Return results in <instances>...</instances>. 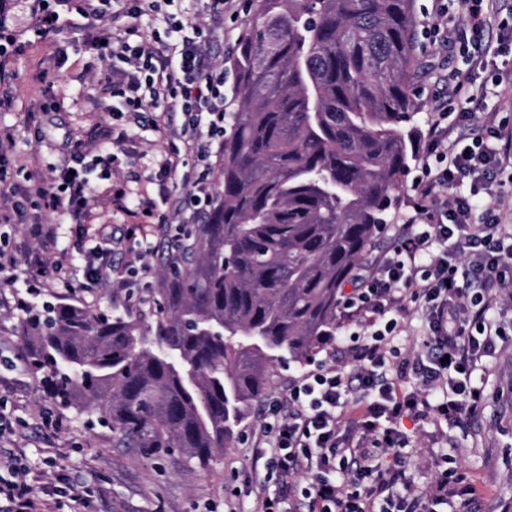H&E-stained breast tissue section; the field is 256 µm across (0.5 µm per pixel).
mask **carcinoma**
<instances>
[{"label": "carcinoma", "mask_w": 512, "mask_h": 512, "mask_svg": "<svg viewBox=\"0 0 512 512\" xmlns=\"http://www.w3.org/2000/svg\"><path fill=\"white\" fill-rule=\"evenodd\" d=\"M415 0H256L235 51L241 96L195 242L165 266L154 325L79 303L16 327L48 398L112 445L209 467L282 356L336 335L342 289L417 157Z\"/></svg>", "instance_id": "carcinoma-1"}]
</instances>
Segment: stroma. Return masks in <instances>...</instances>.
<instances>
[{
	"label": "stroma",
	"instance_id": "stroma-1",
	"mask_svg": "<svg viewBox=\"0 0 512 512\" xmlns=\"http://www.w3.org/2000/svg\"><path fill=\"white\" fill-rule=\"evenodd\" d=\"M431 7L432 0H416L421 65L413 81V101L422 127L455 99L448 73L466 65L456 48L435 42L428 15ZM254 10L253 0H240L237 16L224 18L228 36L216 41L224 61V96L233 112L241 109L234 72L235 33L247 31ZM33 26L29 16L17 20L14 105L0 110V129H10L13 135L8 158L15 176L46 180L50 165L69 160L74 144L90 153V146L81 143V133L96 123L109 125L116 100L111 86L73 78L90 57L84 28L66 26L39 38ZM61 48L66 49L68 62L59 70L54 58ZM41 70L48 71L50 83L36 80ZM51 93L60 102V111L42 122H29L28 113L38 111ZM125 149L121 165L112 172L110 193L93 199L87 223H70L62 212L33 204L25 205L21 219L0 220V249L25 253L31 265L43 256L37 239L39 225L57 224L59 247L73 254V274H82L85 265L80 247L94 246L109 232L131 234L132 245L146 249L145 262L150 267L148 274L132 278L123 291L105 281L88 293L59 285L33 292L23 277L13 287L0 288V458L25 453V463L38 475L39 493L51 503L52 512H72L67 490L73 485L81 488L83 512H253L256 492L276 490L262 464L252 459L265 417L263 408H256L243 422L240 439L224 450L218 464L205 470L186 469L178 455L154 458L135 448H116L110 428L94 422L88 413L61 409L44 396L41 376L31 368L28 347L16 330L21 313L14 301L19 296L37 307L80 301L118 315L146 313L138 296L143 289L161 287L167 243L156 236L149 219L116 210L112 196L122 193L131 198L145 189L158 200L183 197V180L193 176L194 168L188 158L171 177L159 179L150 159L161 147L148 131L138 132ZM494 347V353L471 374L472 386L483 395V406L466 426L431 419L405 423L412 439L407 472L411 493L430 496L445 469L466 475L478 489L477 496L466 502L449 498L442 512H512V337L495 339ZM50 415L62 419V427H46L44 419Z\"/></svg>",
	"mask_w": 512,
	"mask_h": 512
}]
</instances>
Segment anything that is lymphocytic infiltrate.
<instances>
[{
    "mask_svg": "<svg viewBox=\"0 0 512 512\" xmlns=\"http://www.w3.org/2000/svg\"><path fill=\"white\" fill-rule=\"evenodd\" d=\"M174 0H22L35 19L37 34L55 31L61 7L75 5L87 20H109L115 13L159 14ZM463 24L436 19L459 43L469 68L454 69L448 80L470 98L490 88L512 89V67L498 65L485 34L497 30L500 49L512 44V16H502L497 0H464ZM176 41L158 31L130 25L119 31L99 30L89 41L85 72L109 80L120 78L112 95L111 139L92 159L77 156L53 167L50 182L16 181L0 136V204L20 212L32 199L44 208L63 211L71 223H84L97 185L93 174L108 178L117 154L133 128L170 141L158 162L162 177L175 173L182 155L198 169L191 181L194 204L210 198L213 157L224 144V127L232 114L224 105V67L214 63L200 24L177 27ZM486 72L478 81V72ZM512 169V128L488 116L482 124L460 112L453 126L434 121L425 134V149L412 180L414 203L403 213V232L377 267L358 276L342 301L357 332L339 337L338 345L354 365L347 373L319 366L296 377L286 394L268 404L262 448L266 469L280 479L295 480L294 498L259 496L256 512H435L430 502L404 493L409 443L404 420L436 415L452 425L478 413L482 398L471 387L473 366L492 350L502 330L493 320V291L505 287L504 270L512 269V226L500 209L504 193L492 174ZM470 182L469 195L458 194ZM447 198H440V190ZM142 267L128 260L123 267L87 263L83 280L70 272L66 254L42 259L37 277L87 291L101 281L127 287ZM415 306L424 313L429 334L426 354L411 367H392L402 331L398 313ZM416 376L421 387L405 394L400 383ZM13 477L0 478L5 512H46L21 459L10 458Z\"/></svg>",
    "mask_w": 512,
    "mask_h": 512,
    "instance_id": "lymphocytic-infiltrate-1",
    "label": "lymphocytic infiltrate"
}]
</instances>
